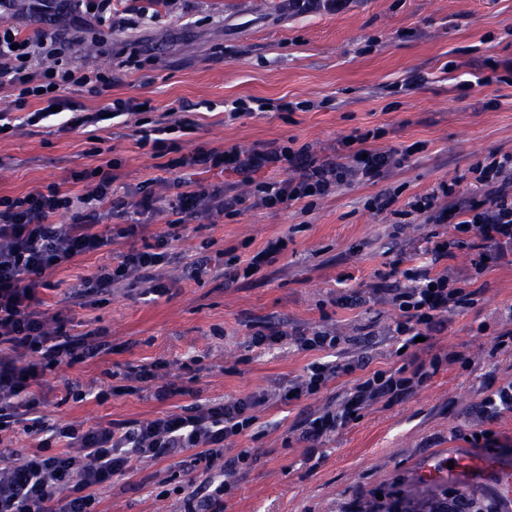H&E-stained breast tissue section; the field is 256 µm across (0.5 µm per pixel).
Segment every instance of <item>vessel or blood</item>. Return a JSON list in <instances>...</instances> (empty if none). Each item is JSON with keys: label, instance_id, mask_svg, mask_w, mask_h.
<instances>
[{"label": "vessel or blood", "instance_id": "1", "mask_svg": "<svg viewBox=\"0 0 512 512\" xmlns=\"http://www.w3.org/2000/svg\"><path fill=\"white\" fill-rule=\"evenodd\" d=\"M418 475L428 482L451 477L486 488L498 498L505 512H512V462L510 461L453 450L448 455L423 465Z\"/></svg>", "mask_w": 512, "mask_h": 512}]
</instances>
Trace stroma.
I'll return each mask as SVG.
<instances>
[{
  "instance_id": "1",
  "label": "stroma",
  "mask_w": 512,
  "mask_h": 512,
  "mask_svg": "<svg viewBox=\"0 0 512 512\" xmlns=\"http://www.w3.org/2000/svg\"><path fill=\"white\" fill-rule=\"evenodd\" d=\"M135 50L140 68L116 72L103 96L76 98L94 110L118 98L147 99L153 109L104 128L61 135L27 126L24 112L10 108V90L0 89V112L10 111L15 126L0 140V197L51 186L84 193L90 183L72 184V172L115 160L119 192L152 181L161 202L150 231H166L178 174L140 145L138 131L182 104L198 107L191 127L168 135L183 154L293 138L331 155L345 138L374 128L384 131L374 142L379 150L415 142L421 149L377 181L339 187L305 212L252 205L231 217L212 213L193 221L189 238L160 271L168 295L153 299L143 284L121 283L106 299L71 308L68 288L117 265L120 252L82 256L58 270L54 288L42 293L45 308L68 309L76 331L98 330L112 351L48 372V417L89 427L151 419L184 404L181 396L159 401L129 391L125 373L144 362L164 361L168 379L189 385L198 399L221 400L287 386L323 360V352H303L288 341L253 347L257 323L289 334L329 330L340 349L363 354L372 367H400L404 359L391 334L398 311L386 294L390 262L404 251L409 266L455 272L468 267L470 255L462 247L448 261L432 263L428 239L451 237L453 228L404 215L407 202L444 181L469 188L473 164L512 153V84L463 87L486 61L512 60V0H350L335 14L291 13L283 0H200L188 13L132 15L121 32L93 27L75 55L107 68ZM413 71L426 83L393 94L394 83ZM247 97L308 101L313 108L226 117V102ZM386 191L395 193V203L373 210L370 199ZM278 237L288 246L276 262L245 274L253 256ZM204 249L235 260L239 279L225 282L219 271L198 282L184 279V263ZM477 284L482 292L475 303L417 351L423 360L460 352L468 365L442 366L404 400L363 410L313 450L297 440L300 420L342 399L352 377L337 378L309 399L273 403L233 442L256 460L225 488L224 512H346L357 495L397 481L407 491L424 489L417 469L466 447L468 412L485 384L512 380V353L494 348L512 311V267H492ZM189 479L175 461H144L133 477L115 478L102 490L99 512H179Z\"/></svg>"
}]
</instances>
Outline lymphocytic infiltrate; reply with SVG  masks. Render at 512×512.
Wrapping results in <instances>:
<instances>
[{"instance_id":"lymphocytic-infiltrate-1","label":"lymphocytic infiltrate","mask_w":512,"mask_h":512,"mask_svg":"<svg viewBox=\"0 0 512 512\" xmlns=\"http://www.w3.org/2000/svg\"><path fill=\"white\" fill-rule=\"evenodd\" d=\"M36 9L32 33L23 35L12 26L0 27V88L15 93V109L27 111V125L48 120L53 108L65 118L59 129L69 132L120 115L139 111L140 101L116 99L104 109L91 112L73 98L75 89L101 94L112 86L111 70L76 61L70 44L54 27L72 17L76 30H85L86 19L110 30L121 31L129 19L112 10V0H46ZM378 131L368 130L342 142L341 155L320 156L310 145L277 144L246 148L237 144L224 149H198L171 159L168 169L230 173L253 184L252 197L233 193L222 185L181 177L175 182L176 201L170 210V232L146 242L144 215L155 209L157 199L149 187H141L137 201L115 195L117 162L108 161L90 170L73 172L72 183L94 180L89 193L75 194L56 187L35 190L17 197H0V512H98L99 490L113 478L133 475L145 460L164 461L190 454L192 462H205L225 476L247 467L251 455L243 450L227 456L232 438L245 434L268 407L272 393L203 402L192 400L161 416L128 423L82 427L49 422L42 390L47 370L73 365L99 356L103 344L98 332H74L63 312L43 310L41 289L50 288L51 276L80 256L119 245L118 265L81 279L70 288V304L83 307L92 295L109 292L114 283L134 278L147 283V292L160 297L168 286L157 272L171 258L174 232L187 229L206 213H238L248 199L268 209L310 207L333 188L368 183L382 177L399 160L415 153V146L397 152L371 147ZM266 179H259V172ZM471 172L474 189L462 193L458 183L440 184L437 190L409 201L410 213L427 224H450L467 234L473 252L470 270L434 273L404 268V255L390 264V277H403L404 286L391 289L398 309L392 333L405 350L415 349L416 338H430L443 331L448 317L471 306L479 294L478 274L495 265H512V154L476 162ZM447 206H439V197ZM135 208L140 221L100 230L104 214H122ZM62 210L73 211L70 224L54 223ZM143 239L142 247L131 244ZM291 340L300 351L335 349L338 337L330 331L287 334L256 330L254 347H269ZM458 352L433 356L429 361L412 358L397 369L369 370L363 357L344 354L307 366L304 376L290 381L293 400L311 398L343 375L354 381L339 407L325 406L306 415L299 425V441L317 444L336 430L360 418L368 406L402 400L430 380L445 364L466 363ZM512 411V382L485 391L470 412L474 447L490 448V425L502 411ZM36 435L30 448H11L7 442L17 431Z\"/></svg>"}]
</instances>
